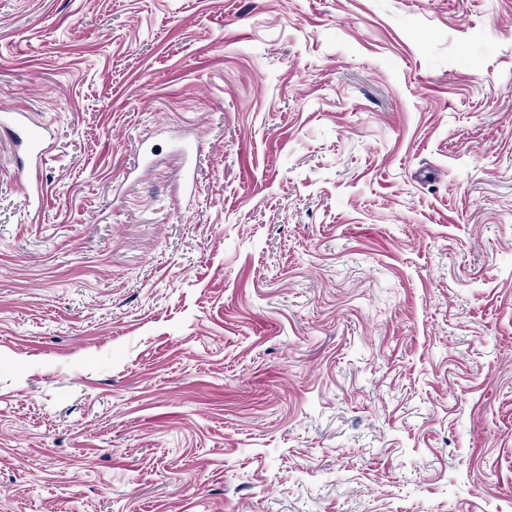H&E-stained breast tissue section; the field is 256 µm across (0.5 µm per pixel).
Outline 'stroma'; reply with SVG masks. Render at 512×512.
Here are the masks:
<instances>
[{"label": "stroma", "mask_w": 512, "mask_h": 512, "mask_svg": "<svg viewBox=\"0 0 512 512\" xmlns=\"http://www.w3.org/2000/svg\"><path fill=\"white\" fill-rule=\"evenodd\" d=\"M12 110L0 512H512V0H0ZM8 120L22 128L27 141L29 156L32 159L33 165L37 168L44 162L46 155L43 134L24 128L25 123L19 116L9 117Z\"/></svg>", "instance_id": "1"}]
</instances>
